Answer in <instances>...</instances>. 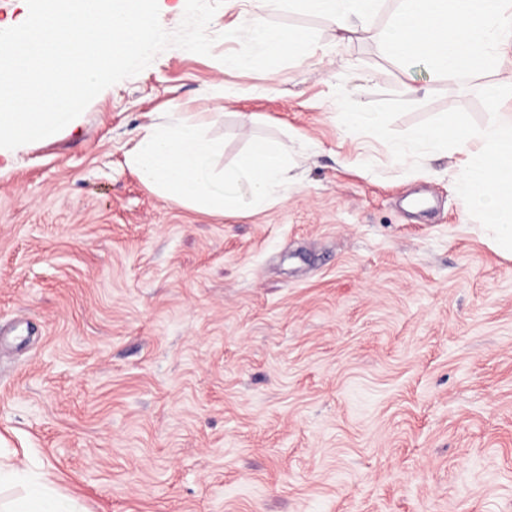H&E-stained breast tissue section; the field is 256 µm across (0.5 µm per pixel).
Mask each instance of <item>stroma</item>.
Listing matches in <instances>:
<instances>
[{
	"label": "stroma",
	"mask_w": 512,
	"mask_h": 512,
	"mask_svg": "<svg viewBox=\"0 0 512 512\" xmlns=\"http://www.w3.org/2000/svg\"><path fill=\"white\" fill-rule=\"evenodd\" d=\"M171 47L98 94L76 130L0 156V467L75 512H512V259L455 188L465 156L418 171L348 132L361 103L410 95L404 131L512 85V57L455 83L395 60L399 0L343 33L272 0L306 57L225 72ZM169 112H212L231 165L259 136L294 182L265 209L176 205L126 165Z\"/></svg>",
	"instance_id": "35a3bbf8"
}]
</instances>
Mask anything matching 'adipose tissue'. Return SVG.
<instances>
[{
    "label": "adipose tissue",
    "instance_id": "obj_1",
    "mask_svg": "<svg viewBox=\"0 0 512 512\" xmlns=\"http://www.w3.org/2000/svg\"><path fill=\"white\" fill-rule=\"evenodd\" d=\"M310 2L342 32L350 31L352 20L372 18L381 5V0ZM224 34L244 46L241 53L225 58L228 71L245 69L258 56L314 51L308 35L274 29L260 12ZM382 40L392 56L423 57L439 78L453 83L462 73L480 72L512 55V0H403Z\"/></svg>",
    "mask_w": 512,
    "mask_h": 512
}]
</instances>
